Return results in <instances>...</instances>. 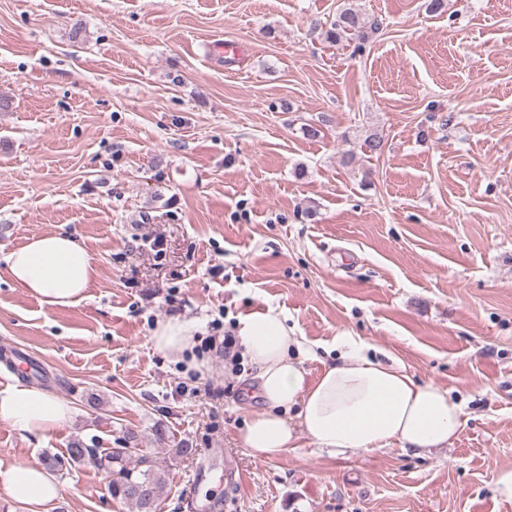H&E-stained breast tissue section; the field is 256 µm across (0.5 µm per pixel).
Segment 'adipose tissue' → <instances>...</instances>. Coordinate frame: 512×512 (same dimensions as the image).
Returning a JSON list of instances; mask_svg holds the SVG:
<instances>
[{
    "instance_id": "ef3b65f1",
    "label": "adipose tissue",
    "mask_w": 512,
    "mask_h": 512,
    "mask_svg": "<svg viewBox=\"0 0 512 512\" xmlns=\"http://www.w3.org/2000/svg\"><path fill=\"white\" fill-rule=\"evenodd\" d=\"M10 280L41 304L70 307L85 297L98 274L93 256L66 230L35 235L4 258ZM196 327L157 323L153 346L173 362L198 368ZM241 363L256 369L264 409L241 429V445L274 459L292 448L297 432L334 454H359L399 443L424 451L441 448L458 429L462 407L447 390L415 381L399 363L366 357L356 343L309 380L303 344L287 318L269 308L241 318ZM74 408L65 399L23 382L0 388V422L21 435L43 437L62 428ZM63 491L51 472L26 463H0V494L23 512H48Z\"/></svg>"
}]
</instances>
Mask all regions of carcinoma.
Masks as SVG:
<instances>
[{
  "label": "carcinoma",
  "instance_id": "carcinoma-1",
  "mask_svg": "<svg viewBox=\"0 0 512 512\" xmlns=\"http://www.w3.org/2000/svg\"><path fill=\"white\" fill-rule=\"evenodd\" d=\"M362 28L364 20L360 14L351 7H345L325 35L326 39L337 42L346 35L361 32ZM68 461H90L96 467L109 471L112 474L109 492L113 498L131 505L135 512H156L165 480L162 464L153 457L143 455L133 460L124 448H111L99 454L77 440L68 448Z\"/></svg>",
  "mask_w": 512,
  "mask_h": 512
}]
</instances>
